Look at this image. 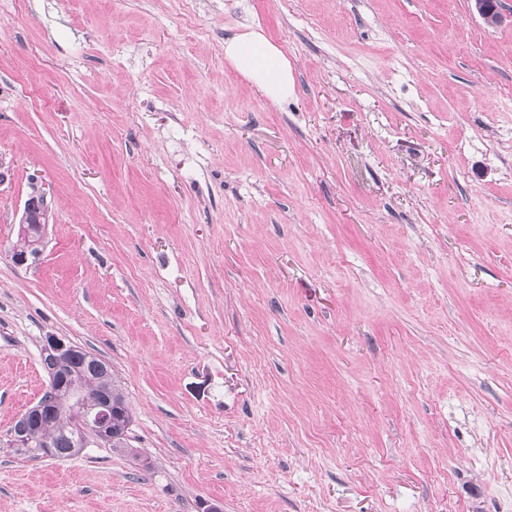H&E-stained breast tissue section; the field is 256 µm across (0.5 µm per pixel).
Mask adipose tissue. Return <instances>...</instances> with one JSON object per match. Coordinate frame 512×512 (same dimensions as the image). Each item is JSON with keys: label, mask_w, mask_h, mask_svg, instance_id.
Returning <instances> with one entry per match:
<instances>
[{"label": "adipose tissue", "mask_w": 512, "mask_h": 512, "mask_svg": "<svg viewBox=\"0 0 512 512\" xmlns=\"http://www.w3.org/2000/svg\"><path fill=\"white\" fill-rule=\"evenodd\" d=\"M224 56L268 100L277 102L293 93L294 79L287 57L261 32L250 29L226 41Z\"/></svg>", "instance_id": "ef3b65f1"}]
</instances>
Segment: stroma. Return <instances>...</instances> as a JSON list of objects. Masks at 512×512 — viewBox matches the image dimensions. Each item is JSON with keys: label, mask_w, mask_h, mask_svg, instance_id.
Segmentation results:
<instances>
[{"label": "stroma", "mask_w": 512, "mask_h": 512, "mask_svg": "<svg viewBox=\"0 0 512 512\" xmlns=\"http://www.w3.org/2000/svg\"><path fill=\"white\" fill-rule=\"evenodd\" d=\"M499 10L0 0V512H512ZM250 28L288 99L225 60ZM50 336L111 364L148 466L8 448ZM224 57L268 100L278 102L293 93L288 58L261 32L248 29L226 41ZM35 204L36 206H34V202L30 199L25 202L24 211L19 222L22 237L26 234L30 236L33 230L37 232V235L34 236L35 242L33 243L32 237H30V239L26 237L21 239L18 237L16 250L12 252V259L14 263L18 265L26 264L29 257L36 258L41 253L42 247L44 246L45 227L49 223L50 210L46 199L41 203L35 201ZM28 243H32L30 247ZM27 246L29 248H26ZM32 249L35 250L31 252Z\"/></svg>", "instance_id": "35a3bbf8"}]
</instances>
